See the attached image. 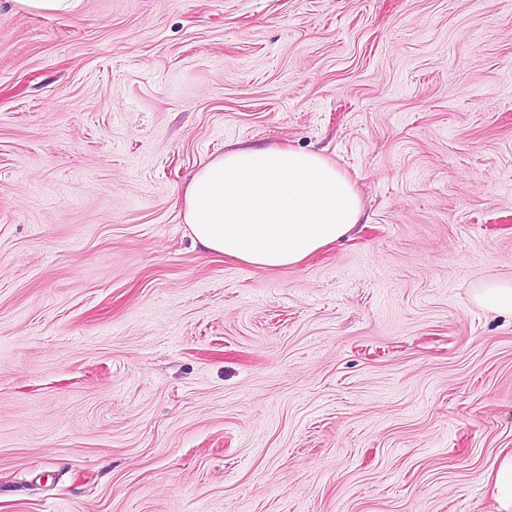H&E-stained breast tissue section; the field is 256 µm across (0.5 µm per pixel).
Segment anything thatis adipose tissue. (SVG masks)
<instances>
[{"label": "adipose tissue", "mask_w": 512, "mask_h": 512, "mask_svg": "<svg viewBox=\"0 0 512 512\" xmlns=\"http://www.w3.org/2000/svg\"><path fill=\"white\" fill-rule=\"evenodd\" d=\"M362 215L355 184L335 162L287 146L229 148L183 192V220L195 243L266 272L318 255Z\"/></svg>", "instance_id": "obj_1"}]
</instances>
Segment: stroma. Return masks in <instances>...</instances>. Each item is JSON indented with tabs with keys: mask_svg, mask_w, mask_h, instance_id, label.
I'll return each mask as SVG.
<instances>
[{
	"mask_svg": "<svg viewBox=\"0 0 512 512\" xmlns=\"http://www.w3.org/2000/svg\"><path fill=\"white\" fill-rule=\"evenodd\" d=\"M363 217L193 247L236 143ZM512 0H0V512H495L512 448ZM16 7L36 14L73 13L81 7L82 0H14ZM351 179L320 153L230 147L183 192V220L208 252L276 272L310 259L361 221ZM472 300L481 308L512 315V281H489L475 288ZM497 504V512L512 511V449L500 452L497 468L487 477Z\"/></svg>",
	"mask_w": 512,
	"mask_h": 512,
	"instance_id": "35a3bbf8",
	"label": "stroma"
}]
</instances>
